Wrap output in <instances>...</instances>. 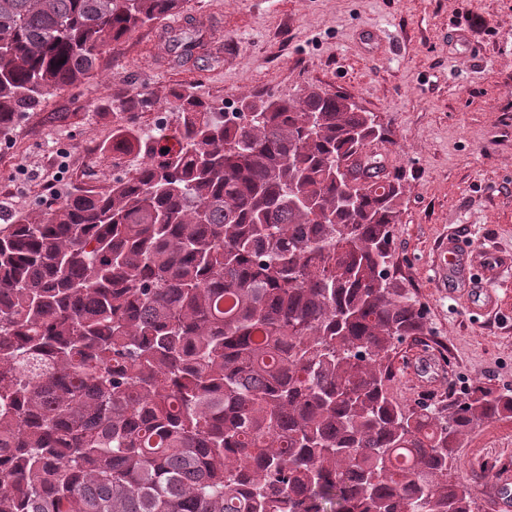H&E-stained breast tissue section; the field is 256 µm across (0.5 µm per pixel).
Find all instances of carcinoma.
<instances>
[{
	"instance_id": "obj_1",
	"label": "carcinoma",
	"mask_w": 512,
	"mask_h": 512,
	"mask_svg": "<svg viewBox=\"0 0 512 512\" xmlns=\"http://www.w3.org/2000/svg\"><path fill=\"white\" fill-rule=\"evenodd\" d=\"M183 0H0V138ZM168 59L218 58L162 27ZM113 110L112 155L0 231V512H474L459 439L512 388L398 402L393 358L428 335L387 270L401 178L371 112L319 88L238 101L177 87L178 121Z\"/></svg>"
}]
</instances>
